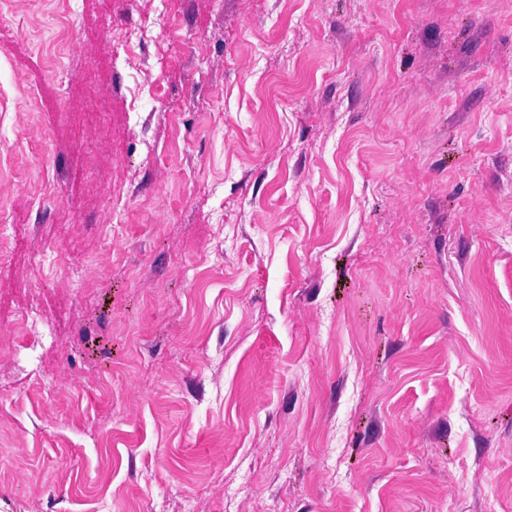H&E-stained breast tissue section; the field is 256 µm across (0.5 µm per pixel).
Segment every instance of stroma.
Returning <instances> with one entry per match:
<instances>
[{"mask_svg": "<svg viewBox=\"0 0 512 512\" xmlns=\"http://www.w3.org/2000/svg\"><path fill=\"white\" fill-rule=\"evenodd\" d=\"M0 206V512H512V0H0Z\"/></svg>", "mask_w": 512, "mask_h": 512, "instance_id": "1", "label": "stroma"}]
</instances>
